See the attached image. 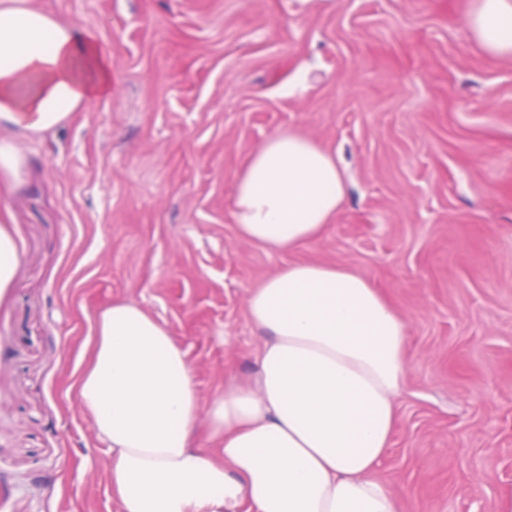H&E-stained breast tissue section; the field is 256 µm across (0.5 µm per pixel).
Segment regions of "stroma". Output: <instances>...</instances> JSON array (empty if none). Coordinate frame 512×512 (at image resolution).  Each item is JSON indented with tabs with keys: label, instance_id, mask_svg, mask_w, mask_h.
Listing matches in <instances>:
<instances>
[{
	"label": "stroma",
	"instance_id": "35a3bbf8",
	"mask_svg": "<svg viewBox=\"0 0 512 512\" xmlns=\"http://www.w3.org/2000/svg\"><path fill=\"white\" fill-rule=\"evenodd\" d=\"M95 32L112 94L21 142L0 301V512H118L75 385L113 301L165 325L203 400L256 377L246 300L291 262L363 274L407 323L376 472L400 512H512V56L472 0H31ZM331 149L315 242H242L237 178L271 134ZM19 259V249L14 237L3 226L0 227V299L4 297L14 279Z\"/></svg>",
	"mask_w": 512,
	"mask_h": 512
}]
</instances>
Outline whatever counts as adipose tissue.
I'll list each match as a JSON object with an SVG mask.
<instances>
[{"label":"adipose tissue","mask_w":512,"mask_h":512,"mask_svg":"<svg viewBox=\"0 0 512 512\" xmlns=\"http://www.w3.org/2000/svg\"><path fill=\"white\" fill-rule=\"evenodd\" d=\"M467 25L487 52L512 56V0H473ZM111 93L112 60L94 33L30 0H0L1 173L23 174L17 138ZM345 197L334 154L286 129L254 150L232 217L242 241L289 253L318 239ZM246 307L268 334L258 376L207 407L164 325L128 301L100 313L76 395L109 444L120 512H399L375 473L405 373L403 317L358 271L314 262L280 267ZM203 422L220 458L196 443Z\"/></svg>","instance_id":"obj_1"}]
</instances>
